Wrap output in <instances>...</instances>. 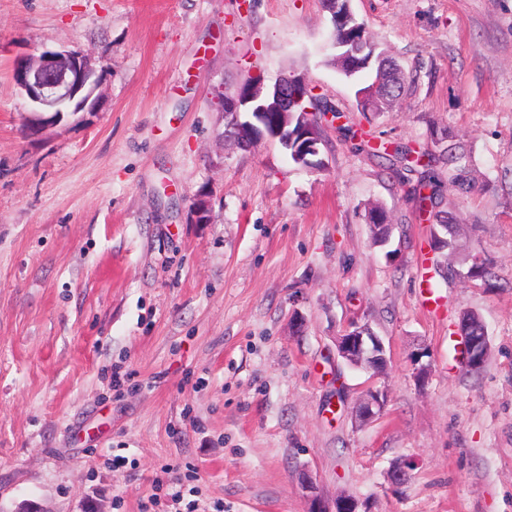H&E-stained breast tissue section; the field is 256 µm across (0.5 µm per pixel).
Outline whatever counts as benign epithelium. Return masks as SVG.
Listing matches in <instances>:
<instances>
[{
	"mask_svg": "<svg viewBox=\"0 0 512 512\" xmlns=\"http://www.w3.org/2000/svg\"><path fill=\"white\" fill-rule=\"evenodd\" d=\"M17 74L15 85L26 101L28 111L33 113L81 112L98 100L99 80L91 60L72 51H44L39 55H23L14 64ZM279 111L283 117L294 111L288 97V86L282 80L267 88L260 83L244 94L224 98V112L234 117L236 128L253 142L276 141L288 149L292 140L285 135V127L269 124L264 103ZM460 338L466 352L464 366L470 371L482 367L489 355L488 336L470 335V326L460 323ZM336 354L349 365L376 379L386 366L385 346L366 322L353 321L336 338ZM388 402L386 392L370 387L355 406V419L365 422L383 413ZM410 477V467L405 462L395 464L388 473L390 485L399 488ZM300 484L310 498L309 512H358V503L349 496L335 499L333 506L322 503L315 495L312 477L301 473Z\"/></svg>",
	"mask_w": 512,
	"mask_h": 512,
	"instance_id": "benign-epithelium-1",
	"label": "benign epithelium"
}]
</instances>
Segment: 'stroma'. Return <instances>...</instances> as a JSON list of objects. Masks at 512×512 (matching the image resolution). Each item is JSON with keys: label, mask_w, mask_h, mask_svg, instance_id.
Here are the masks:
<instances>
[{"label": "stroma", "mask_w": 512, "mask_h": 512, "mask_svg": "<svg viewBox=\"0 0 512 512\" xmlns=\"http://www.w3.org/2000/svg\"><path fill=\"white\" fill-rule=\"evenodd\" d=\"M351 9L405 74L392 108L361 112L328 65L322 0H0V512H166L174 476L213 510L307 512L303 470L367 512H512V0ZM44 50L87 55L100 98L34 132L12 70ZM285 76L342 113L324 171L222 136L221 94ZM445 136L474 190L437 166L455 234L436 252L376 152ZM474 255L495 288L466 278ZM438 262L456 274L431 288ZM467 311L490 343L477 373L456 359ZM355 317L390 357L366 423L368 376L336 355ZM116 366L134 387L110 388ZM388 402L386 392L369 387L355 406V419L365 422L383 413Z\"/></svg>", "instance_id": "stroma-1"}]
</instances>
